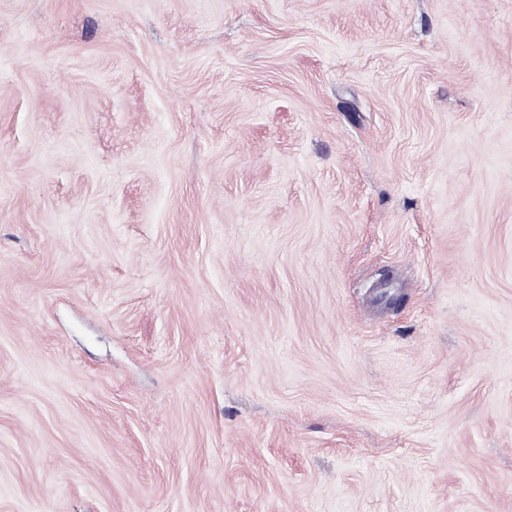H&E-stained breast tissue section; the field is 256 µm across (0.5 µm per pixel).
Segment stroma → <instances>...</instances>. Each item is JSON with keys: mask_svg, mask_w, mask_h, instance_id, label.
Returning <instances> with one entry per match:
<instances>
[{"mask_svg": "<svg viewBox=\"0 0 512 512\" xmlns=\"http://www.w3.org/2000/svg\"><path fill=\"white\" fill-rule=\"evenodd\" d=\"M0 512H512V0H0Z\"/></svg>", "mask_w": 512, "mask_h": 512, "instance_id": "stroma-1", "label": "stroma"}]
</instances>
